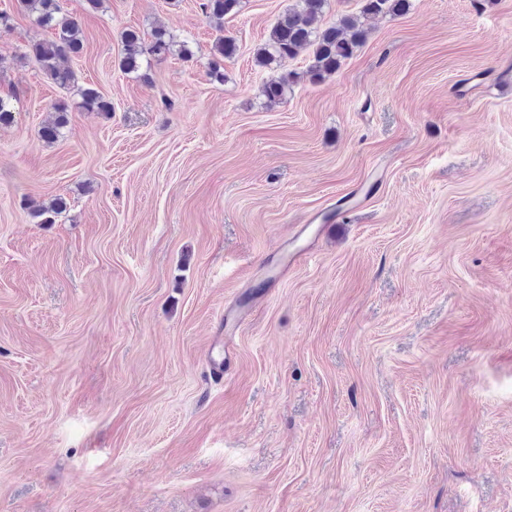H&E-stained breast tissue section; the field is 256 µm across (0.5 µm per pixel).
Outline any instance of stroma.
<instances>
[{
  "instance_id": "1",
  "label": "stroma",
  "mask_w": 512,
  "mask_h": 512,
  "mask_svg": "<svg viewBox=\"0 0 512 512\" xmlns=\"http://www.w3.org/2000/svg\"><path fill=\"white\" fill-rule=\"evenodd\" d=\"M61 3L112 114L42 139L74 94L0 0V512H512V0L369 18L272 108L253 55L295 0L220 32L203 0ZM159 25L195 61L124 74ZM54 118L42 127L41 137L48 143L55 142L61 131L70 122V106L66 102H58L52 105ZM29 215L38 224H53L56 218L66 209L65 201L61 198L52 199L48 203H35L28 207Z\"/></svg>"
}]
</instances>
